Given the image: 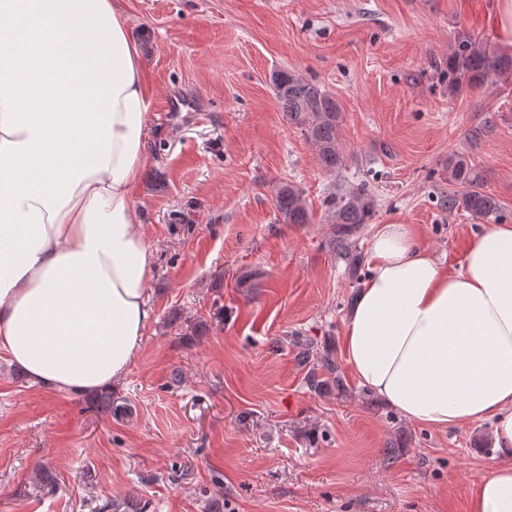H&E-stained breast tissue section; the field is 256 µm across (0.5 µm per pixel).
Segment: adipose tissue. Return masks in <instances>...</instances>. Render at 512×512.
<instances>
[{
  "instance_id": "1",
  "label": "adipose tissue",
  "mask_w": 512,
  "mask_h": 512,
  "mask_svg": "<svg viewBox=\"0 0 512 512\" xmlns=\"http://www.w3.org/2000/svg\"><path fill=\"white\" fill-rule=\"evenodd\" d=\"M115 0H0V351L47 391L109 390L153 319V256L132 200L149 100ZM342 351L410 421H491L512 455V225L440 265L405 224L373 236ZM469 512H512V467Z\"/></svg>"
}]
</instances>
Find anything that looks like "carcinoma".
<instances>
[{
    "label": "carcinoma",
    "mask_w": 512,
    "mask_h": 512,
    "mask_svg": "<svg viewBox=\"0 0 512 512\" xmlns=\"http://www.w3.org/2000/svg\"><path fill=\"white\" fill-rule=\"evenodd\" d=\"M512 82V56L497 54L482 41L463 36L457 38L454 51L448 56V83L458 87L465 83L474 88L487 84ZM276 95L282 102L289 121L313 146L319 165L327 172L345 167V157L338 145L341 109L336 99L319 85L303 80L290 72H280L273 80ZM444 180L451 189L443 205L448 212L463 211L483 220L500 221L505 217L497 197L486 190L484 177L462 154L448 155ZM325 206L338 225L331 247L336 257L349 266H356L359 257L353 251L352 237L362 224L371 223L374 202L362 187L339 185L325 199ZM275 207L289 224L309 223L306 202L299 189L291 184L279 187ZM306 384L313 391L329 385L344 388L336 361L327 354L317 358L306 374Z\"/></svg>",
    "instance_id": "obj_1"
}]
</instances>
